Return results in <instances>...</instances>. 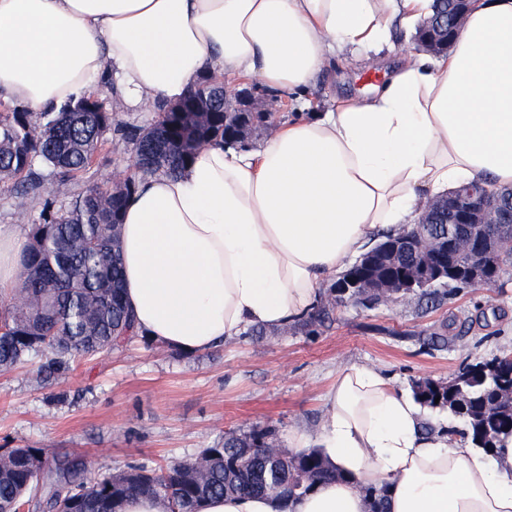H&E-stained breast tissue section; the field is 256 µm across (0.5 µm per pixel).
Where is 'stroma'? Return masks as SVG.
I'll use <instances>...</instances> for the list:
<instances>
[{
	"label": "stroma",
	"mask_w": 512,
	"mask_h": 512,
	"mask_svg": "<svg viewBox=\"0 0 512 512\" xmlns=\"http://www.w3.org/2000/svg\"><path fill=\"white\" fill-rule=\"evenodd\" d=\"M381 51L328 56L309 98H284L279 113L323 112L337 99L368 94L415 43L413 29L391 23ZM133 157L119 133L107 131L88 177L60 181L40 167L43 192L16 206L12 183H0V225L28 231L44 204L67 207L87 178L113 180ZM446 350L429 349L432 333ZM512 353V262L495 286L449 289L440 305L422 310L415 297L373 308L336 307L313 334L276 331L187 355L133 340L109 353L78 358L65 380L43 381L35 357L0 373V448H46L80 456L92 473L128 464L162 465L195 457L225 434L271 427L280 446L297 429L322 420L324 397L337 372L352 363L375 366L400 389L414 378L448 381L468 363Z\"/></svg>",
	"instance_id": "obj_1"
}]
</instances>
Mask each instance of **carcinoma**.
<instances>
[{"instance_id": "carcinoma-1", "label": "carcinoma", "mask_w": 512, "mask_h": 512, "mask_svg": "<svg viewBox=\"0 0 512 512\" xmlns=\"http://www.w3.org/2000/svg\"><path fill=\"white\" fill-rule=\"evenodd\" d=\"M451 0H433L428 25L451 15ZM221 87L204 76L182 99L183 112L157 105L147 126L120 124L117 108L107 110L94 94L70 101L57 112L33 113L6 108L0 114V180L23 179L18 205L27 204L40 186L36 167H49L61 180L88 170L105 133L111 129L132 144L135 169L111 184L92 182L60 211L45 206L30 225L22 259L20 288L0 298V372L8 373L34 356L52 378L69 374L81 356L105 352L138 336L124 298L120 224L124 205L138 182L157 174H176L201 148L234 143L262 125L264 112H219L211 99ZM379 294L359 291L318 305L290 325L313 333L337 305L371 308ZM512 386V354L469 363L446 382L411 381V391L429 410L446 412L466 427L472 441L492 453L512 443V412L485 418L483 407ZM440 400H435V397ZM273 428L227 435L197 457L155 467L138 463L118 474L87 475L71 453L46 455L40 448L0 450V508L19 512H54L72 503L76 512H121L132 496L158 501L163 512H197L209 498L233 494L298 497L328 471L315 449L268 453Z\"/></svg>"}]
</instances>
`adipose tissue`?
Masks as SVG:
<instances>
[{"label":"adipose tissue","mask_w":512,"mask_h":512,"mask_svg":"<svg viewBox=\"0 0 512 512\" xmlns=\"http://www.w3.org/2000/svg\"><path fill=\"white\" fill-rule=\"evenodd\" d=\"M431 0H0V94L49 112L104 71L124 104L180 101L201 76L308 91L333 51L381 48ZM260 146L211 145L178 175L140 183L122 215L126 300L139 334L187 354L305 315L325 281L380 234L417 223L427 196L512 185V0H473L444 56L409 51L361 99L272 114ZM27 238L0 225V296ZM295 451L333 476L295 498L224 496L200 512H512V446L424 431L422 409L377 369L337 374Z\"/></svg>","instance_id":"1"}]
</instances>
